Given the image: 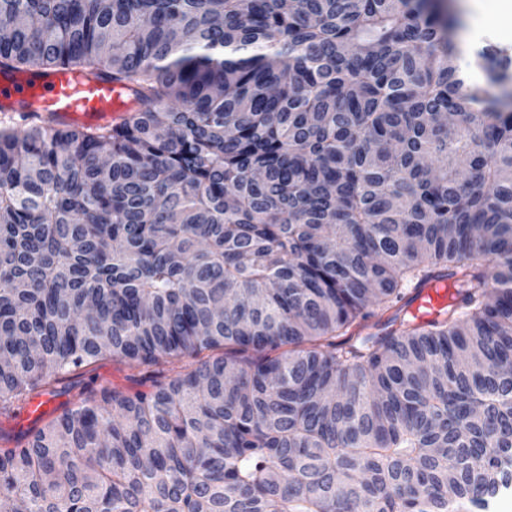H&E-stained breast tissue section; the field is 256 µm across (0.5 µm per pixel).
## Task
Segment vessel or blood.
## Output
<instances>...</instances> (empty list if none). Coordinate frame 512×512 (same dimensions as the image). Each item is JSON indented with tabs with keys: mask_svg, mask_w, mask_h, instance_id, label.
<instances>
[{
	"mask_svg": "<svg viewBox=\"0 0 512 512\" xmlns=\"http://www.w3.org/2000/svg\"><path fill=\"white\" fill-rule=\"evenodd\" d=\"M134 106L126 87L76 69L0 72L1 111L49 114L58 124L79 126L121 120ZM447 304L448 282L436 280L414 291L409 310L417 322L426 323Z\"/></svg>",
	"mask_w": 512,
	"mask_h": 512,
	"instance_id": "vessel-or-blood-1",
	"label": "vessel or blood"
}]
</instances>
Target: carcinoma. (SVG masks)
I'll return each mask as SVG.
<instances>
[{"mask_svg": "<svg viewBox=\"0 0 512 512\" xmlns=\"http://www.w3.org/2000/svg\"><path fill=\"white\" fill-rule=\"evenodd\" d=\"M0 70L128 87L0 123V512H489L512 490V58L432 0H0ZM448 272L416 324L408 292ZM130 374L128 369L110 358L98 361L97 363L79 371L70 373L62 377L58 382L52 384L42 396L50 402V408L47 415L40 418H33L41 415L42 406L46 401L36 398L21 407L15 417H0V426L11 431L12 434L29 428L44 427L53 418L61 414L65 408L73 407L79 400V393L91 388L100 386H112V384H126V375ZM26 407V411L24 410Z\"/></svg>", "mask_w": 512, "mask_h": 512, "instance_id": "cac0c4a2", "label": "carcinoma"}]
</instances>
